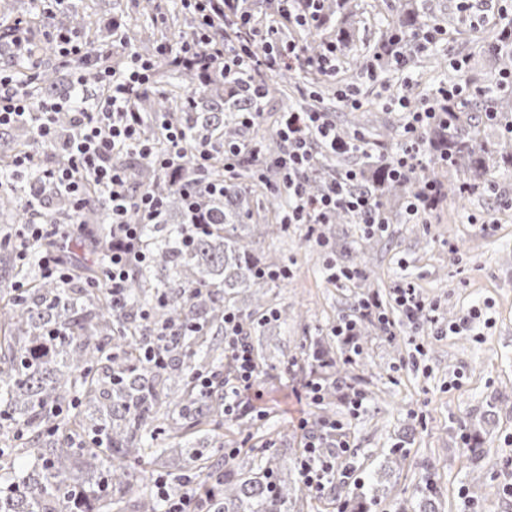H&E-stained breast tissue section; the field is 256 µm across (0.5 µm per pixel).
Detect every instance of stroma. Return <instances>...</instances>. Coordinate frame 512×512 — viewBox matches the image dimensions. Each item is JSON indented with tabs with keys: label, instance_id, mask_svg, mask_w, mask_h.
<instances>
[{
	"label": "stroma",
	"instance_id": "obj_1",
	"mask_svg": "<svg viewBox=\"0 0 512 512\" xmlns=\"http://www.w3.org/2000/svg\"><path fill=\"white\" fill-rule=\"evenodd\" d=\"M174 0H94L104 25L112 21L137 23L139 30L164 29ZM432 12L453 18L459 33L442 47L431 50L439 67L423 68L410 61L407 73L386 72L382 83L363 86L361 101L373 102L364 113L362 130L367 153L340 155L333 174L363 167L367 156L389 157L396 149L398 116L386 106L388 96L401 93L420 101L447 80L446 61L454 56L468 61L482 90L496 87L492 61L475 53L470 43L469 18L458 10V0H426ZM350 20L332 14L326 28L335 34L349 22L355 37L345 51L349 61L373 58L380 38L374 19L384 0H357ZM491 194H449L421 223L408 224L403 208L386 202L391 222L385 233L371 237L365 255V280L334 285L327 279L328 263L346 264V253L362 231L355 224L331 225L327 248L307 240L305 229L293 226L282 238L259 237L257 256L288 267V280L277 288L272 304L287 308V321L270 322L261 341L274 366L261 373L249 404L262 414L270 435L287 433L282 449L295 459L303 448L301 419L312 418L314 405L304 394L306 370L321 353L304 348L309 336L331 339V355L341 359L343 342L331 334L339 317L352 312L366 293L378 294L389 306L392 333L369 324L364 346L374 368L358 381L365 396L359 416L348 413L344 392H337L329 408L345 423L355 445L358 479L351 486L352 503L366 512H402L426 481L443 490L441 512H463L466 502L478 503L480 512H512V497L503 486L512 483V170L497 174ZM399 283L413 285L436 301L444 321H455L479 310L469 331L436 335L427 321L411 324L392 310L391 290ZM488 448L482 466L470 467L461 455L463 438ZM403 447L406 458L388 478L379 468L390 449Z\"/></svg>",
	"mask_w": 512,
	"mask_h": 512
}]
</instances>
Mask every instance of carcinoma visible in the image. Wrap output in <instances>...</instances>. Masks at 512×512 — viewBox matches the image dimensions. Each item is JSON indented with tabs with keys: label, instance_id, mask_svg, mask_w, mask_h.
I'll return each instance as SVG.
<instances>
[{
	"label": "carcinoma",
	"instance_id": "cac0c4a2",
	"mask_svg": "<svg viewBox=\"0 0 512 512\" xmlns=\"http://www.w3.org/2000/svg\"><path fill=\"white\" fill-rule=\"evenodd\" d=\"M383 27L379 55L387 57L431 22L419 0H398ZM50 19L81 34L89 44L108 33L87 0H71ZM477 53L494 61L497 71L512 67V39L497 30L491 42L474 35ZM167 89L139 105L159 112L169 123L189 126L194 138L233 140L239 112H261L257 102L224 93V73L206 78L194 70L162 64ZM493 111L497 119L512 113V100L502 95L489 103L460 108L448 131L427 134L434 152L448 148V169H465L470 184L481 185L512 168V143L491 140L475 113ZM17 148L31 144L29 126L3 132ZM328 153L307 182L314 195L323 186L320 173L334 166ZM135 179L152 185L163 200V223L145 229L149 265L136 272L126 290L127 302L112 308L110 295L87 283L99 275L91 265L70 271L63 287L35 274L19 262L10 233L0 237V283L24 288L0 289V512H164V503L149 475L164 473L172 498L184 496L186 477L201 489L206 512H290L302 488L294 463L268 447L252 457L249 467L220 463L224 447L212 433L224 427V387L200 391L197 376L216 377L230 371L218 336L224 314L234 311L251 344L261 346L266 320L256 317L268 303V292L281 281L260 278L256 270L278 269L251 248L262 234H280L283 224H248L255 194L251 171L239 169L222 193L197 195V212L187 209L181 190L155 174L147 159L133 161ZM412 176L393 180L386 161L368 162L362 187L377 198L415 187ZM26 224L29 212L20 192L0 195V213ZM105 205L93 201L82 223L101 224ZM209 230L183 242L189 224ZM152 309V319L142 316ZM175 330L162 344L163 362L143 363L156 347V327ZM326 398L348 384L332 359L321 360ZM488 450L468 442L462 457L479 466ZM441 492L430 484L417 493L413 512H439Z\"/></svg>",
	"mask_w": 512,
	"mask_h": 512
}]
</instances>
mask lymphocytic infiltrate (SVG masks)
Masks as SVG:
<instances>
[{
	"label": "lymphocytic infiltrate",
	"instance_id": "f902f5d3",
	"mask_svg": "<svg viewBox=\"0 0 512 512\" xmlns=\"http://www.w3.org/2000/svg\"><path fill=\"white\" fill-rule=\"evenodd\" d=\"M246 0H193L198 15L197 29L191 39L174 46L160 44L155 56L145 57L133 50L122 36L120 23H113L111 39L102 46H90L79 41L75 32L53 30L48 44L61 67L70 69L78 84H85L87 71L95 73L93 109L77 107L64 100H34L27 89L29 82L41 74L39 58L31 55L28 27L24 20H15L5 32L17 58L26 62L28 76L19 80L14 73L0 69V129L16 123L31 125L35 132V148L19 152L15 167L19 173L30 172L34 180L25 200L36 218L24 226L22 248H29L49 238L80 237L75 221L51 218L52 194L67 195L74 211H81L88 190H95L107 205L108 233L105 240L83 238L92 253L101 254L104 262L102 285L112 295L114 307H121L124 293L135 271L148 259L142 239L145 225L160 223L163 202L151 190H133L128 167L115 164L120 153H131L152 159L163 175L177 180L186 199L199 191L196 183L181 179L178 163L185 152H193L200 169H207L215 151L224 155V173L232 175L245 159H259L257 146L242 141L215 144L195 139L181 125H166V145H157L142 134L143 115L133 104L145 92L152 80L158 59L208 74L210 68L224 72V90L232 95L260 102L270 92L269 76L282 69L295 73L313 72L328 79L336 78L341 59L335 42H328L314 53L300 43L284 39L283 24L320 27L328 22L325 0H275L272 18L257 24L245 6ZM121 50L125 62L121 69L105 67L104 59L113 50ZM411 53L401 51L386 59H373L364 65L358 79L338 84L336 96L347 107L360 104L364 85L381 83L385 71H405ZM478 90L465 82L439 85L429 101L414 102L409 97H390L391 110L399 112L401 142L388 162L391 178L425 170L436 155L427 143L426 135L434 128H447L455 108L468 105ZM68 116L74 134L62 140L59 120ZM276 136L283 145L273 158L280 184L288 190V206L282 215L284 224H303L307 236L317 239L319 225L330 223L338 211L348 212L364 234L375 236L387 229L375 197L359 185L360 173L350 169L325 180L320 193L306 191L307 180L320 151L356 153L364 151L366 140L361 132L341 135L329 113L323 111L285 112ZM397 310L408 322L427 319L440 321L437 302L422 296L411 284H399L392 290ZM376 319L383 329L392 322L380 301L374 297L358 299L352 314L340 317L332 327L334 336L353 342L362 320ZM224 357L231 366V378L224 384V414L239 415L248 407L249 396L257 384L260 370L246 332L234 312L224 316ZM306 443L297 461L301 487L310 493L322 494L336 475L339 460L351 454L342 424L327 419L318 426L301 421ZM336 436L334 451L324 452L326 436Z\"/></svg>",
	"mask_w": 512,
	"mask_h": 512
}]
</instances>
